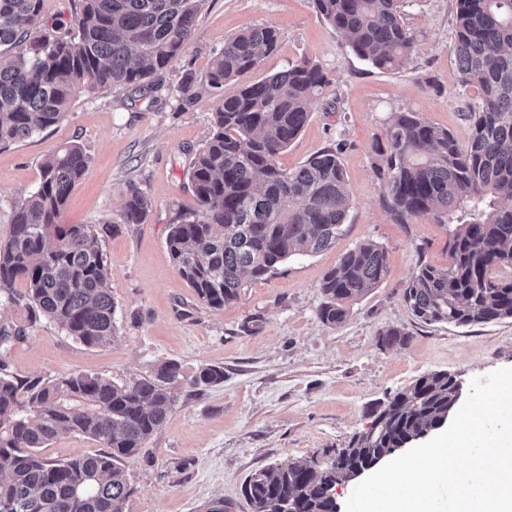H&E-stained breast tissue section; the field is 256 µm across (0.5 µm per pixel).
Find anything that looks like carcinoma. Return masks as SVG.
Masks as SVG:
<instances>
[{"instance_id": "obj_1", "label": "carcinoma", "mask_w": 512, "mask_h": 512, "mask_svg": "<svg viewBox=\"0 0 512 512\" xmlns=\"http://www.w3.org/2000/svg\"><path fill=\"white\" fill-rule=\"evenodd\" d=\"M71 26L52 23L33 38L42 0H0V147L60 123L75 99L94 88H129L142 98L163 89L162 72L184 54L203 0H71ZM316 13L345 36L372 66L403 67L413 52L400 0H313ZM278 43L274 29L255 26L224 40L204 82L185 72L174 88L186 112L200 93L219 94L239 82L212 115L209 139L190 159L198 202L177 211L166 237L180 276L200 304L222 309L238 300L246 279L262 280L295 254L331 248L350 206L333 149L294 171L279 155L310 116L311 97L330 83L322 67L303 59L252 82L249 74ZM453 51L461 86L480 92L460 142L414 112L387 119L374 150L385 168L383 206L397 224L430 216L453 224L448 266L421 263L403 299L424 324L476 325L512 319V0H456ZM90 157L70 144L40 165L37 188L12 206L0 238V302L26 311L90 347L116 336L115 304L106 255L88 224H62L69 195ZM149 196L128 184L116 223L141 224ZM387 255L375 242L339 257L320 286L318 318L336 325L347 303L387 276ZM409 333L389 329L381 346L405 345ZM175 361L152 375L117 383L70 373L43 383L0 371V512H126L134 488L125 465L136 458L172 411ZM224 382L206 366L195 389ZM458 384L446 371L428 373L367 408L370 426L337 450L330 466L260 468L245 480L249 512H337L336 485L353 468L405 448L441 427L456 408ZM62 434L94 440L104 451L51 460L41 449Z\"/></svg>"}]
</instances>
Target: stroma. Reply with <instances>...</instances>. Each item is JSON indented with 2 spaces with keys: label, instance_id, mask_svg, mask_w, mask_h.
Wrapping results in <instances>:
<instances>
[{
  "label": "stroma",
  "instance_id": "1",
  "mask_svg": "<svg viewBox=\"0 0 512 512\" xmlns=\"http://www.w3.org/2000/svg\"><path fill=\"white\" fill-rule=\"evenodd\" d=\"M403 10L415 49L403 68L380 70L354 55L312 0H203L186 52L163 76L168 95L96 88L75 100L63 122L0 148V236L9 231L12 201L36 188L46 156L68 144L89 153L61 221L99 230L116 305L112 345L85 346L43 320L6 354L7 373L48 382L82 372L126 382L166 360L179 362L186 378L204 366L224 370L223 383L200 393L179 383L173 411L126 466L134 488L126 512H204L218 498L230 512H248L241 486L249 474L282 462L324 469L368 427V405L418 377L445 371L467 384L512 368L511 319L425 325L403 300L420 262L447 266L448 227L428 216L393 223L381 203L373 145L389 113L404 111L466 141L467 114L479 100L461 87L454 62L455 0H404ZM252 26L274 28L279 43L250 81L304 58L328 73L330 85L314 94L307 124L279 162L294 170L337 150L351 205L335 246L290 257L216 310L200 305L178 274L166 235L178 210L197 206L189 155L208 139L219 98L201 95L180 112L170 90L187 70L205 80L225 39ZM130 182L149 194V216L105 233ZM366 241L387 253L385 280L351 302L341 324H323L316 315L323 278L343 252ZM390 328L409 332L407 345L379 346V333Z\"/></svg>",
  "mask_w": 512,
  "mask_h": 512
}]
</instances>
